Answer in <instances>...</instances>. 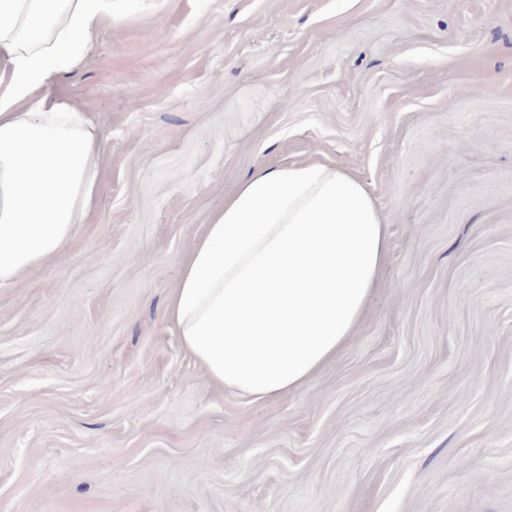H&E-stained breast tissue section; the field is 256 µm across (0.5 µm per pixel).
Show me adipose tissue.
<instances>
[{"label": "adipose tissue", "mask_w": 512, "mask_h": 512, "mask_svg": "<svg viewBox=\"0 0 512 512\" xmlns=\"http://www.w3.org/2000/svg\"><path fill=\"white\" fill-rule=\"evenodd\" d=\"M122 0H0V288L62 253L98 200L102 145L51 88ZM387 230L351 171L260 168L224 201L167 303L209 381L258 402L305 385L350 341L376 287Z\"/></svg>", "instance_id": "1"}]
</instances>
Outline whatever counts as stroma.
<instances>
[{
	"label": "stroma",
	"instance_id": "35a3bbf8",
	"mask_svg": "<svg viewBox=\"0 0 512 512\" xmlns=\"http://www.w3.org/2000/svg\"><path fill=\"white\" fill-rule=\"evenodd\" d=\"M57 90L99 200L0 288V512H512V0H129ZM310 160L387 261L336 358L247 403L167 299L243 179Z\"/></svg>",
	"mask_w": 512,
	"mask_h": 512
}]
</instances>
